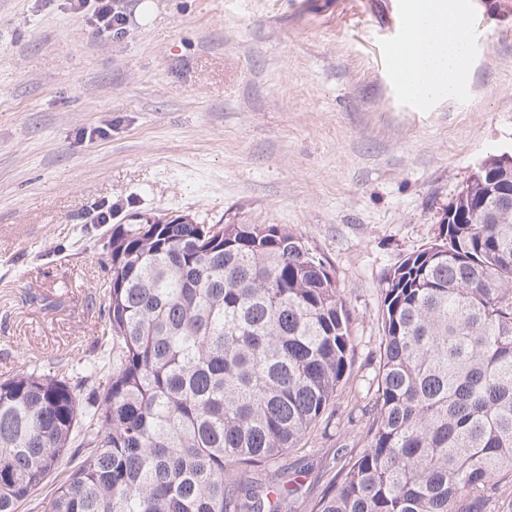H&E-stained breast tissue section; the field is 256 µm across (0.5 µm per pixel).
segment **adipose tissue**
I'll return each instance as SVG.
<instances>
[{"label": "adipose tissue", "instance_id": "ef3b65f1", "mask_svg": "<svg viewBox=\"0 0 512 512\" xmlns=\"http://www.w3.org/2000/svg\"><path fill=\"white\" fill-rule=\"evenodd\" d=\"M408 12L415 24L401 48L411 58L398 78L418 101L453 97L462 86L469 58L466 33L454 26L460 14L458 0H410Z\"/></svg>", "mask_w": 512, "mask_h": 512}]
</instances>
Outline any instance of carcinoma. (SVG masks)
Masks as SVG:
<instances>
[{
  "label": "carcinoma",
  "mask_w": 512,
  "mask_h": 512,
  "mask_svg": "<svg viewBox=\"0 0 512 512\" xmlns=\"http://www.w3.org/2000/svg\"><path fill=\"white\" fill-rule=\"evenodd\" d=\"M512 164L381 282L362 433L319 496L273 463L354 368L324 258L282 224L112 225L101 356L0 382V512L56 475L42 512H487L512 474ZM88 391L85 399L80 392Z\"/></svg>",
  "instance_id": "1"
}]
</instances>
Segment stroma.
Returning a JSON list of instances; mask_svg holds the SVG:
<instances>
[{
	"mask_svg": "<svg viewBox=\"0 0 512 512\" xmlns=\"http://www.w3.org/2000/svg\"><path fill=\"white\" fill-rule=\"evenodd\" d=\"M467 3L464 83L423 104L390 66L405 0H124L118 39L70 0H0V381L97 356L124 218L285 225L331 266L355 339L330 423L276 461L311 464L318 496L365 445L348 419L373 398L383 277L512 149V0Z\"/></svg>",
	"mask_w": 512,
	"mask_h": 512,
	"instance_id": "1",
	"label": "stroma"
}]
</instances>
